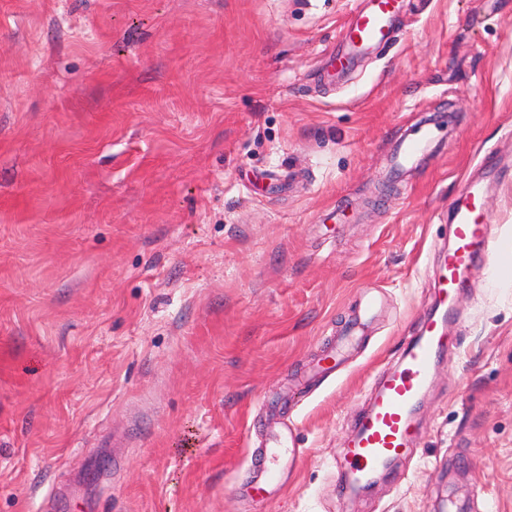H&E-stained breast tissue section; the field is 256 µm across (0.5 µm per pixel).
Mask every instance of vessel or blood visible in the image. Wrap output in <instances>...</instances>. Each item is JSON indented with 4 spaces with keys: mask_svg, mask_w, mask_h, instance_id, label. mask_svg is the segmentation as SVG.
<instances>
[{
    "mask_svg": "<svg viewBox=\"0 0 512 512\" xmlns=\"http://www.w3.org/2000/svg\"><path fill=\"white\" fill-rule=\"evenodd\" d=\"M399 12V0H366L362 10L350 18L344 28L341 52L332 64L345 66L356 56L368 52L386 41ZM433 128H422L401 140L396 149V163L407 166L418 154L435 142ZM454 243L444 257L436 282L437 293L445 309L441 316L431 317L420 335L406 345L400 363L385 374L370 405L357 417L355 434L347 456L353 472L368 477L389 460L406 454L417 436L413 410L429 385L436 362L448 341L446 324L454 315L453 303L465 274L479 260L482 252L492 250L497 255L512 257V240H494L485 206V194L475 184L466 185L454 205ZM291 434H273L264 453L266 467L254 471L252 484L264 492L279 484L275 466L285 448L292 443Z\"/></svg>",
    "mask_w": 512,
    "mask_h": 512,
    "instance_id": "1",
    "label": "vessel or blood"
}]
</instances>
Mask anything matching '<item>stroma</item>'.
Returning a JSON list of instances; mask_svg holds the SVG:
<instances>
[{"instance_id":"obj_1","label":"stroma","mask_w":512,"mask_h":512,"mask_svg":"<svg viewBox=\"0 0 512 512\" xmlns=\"http://www.w3.org/2000/svg\"><path fill=\"white\" fill-rule=\"evenodd\" d=\"M0 0V512H512V271L487 255L369 493L357 416L436 302L462 185L512 239V0ZM403 172L390 147L429 121ZM379 299L333 377L315 366ZM285 483L249 481L279 424ZM120 459L87 480L97 453ZM365 1L364 8L344 28V49L332 61L336 69L345 68L356 55L368 52L390 37L400 0Z\"/></svg>"}]
</instances>
